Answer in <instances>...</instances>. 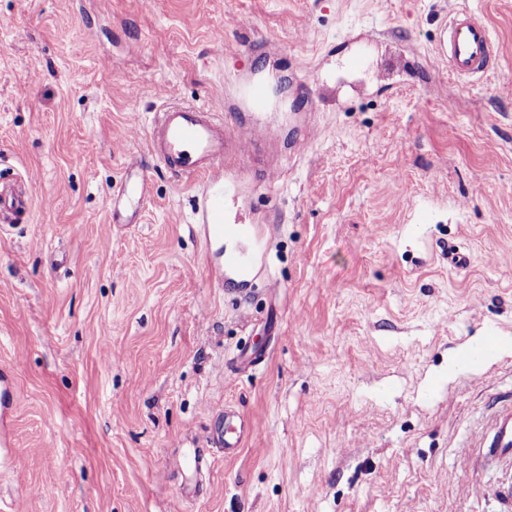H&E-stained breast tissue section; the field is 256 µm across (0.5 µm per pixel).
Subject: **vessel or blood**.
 <instances>
[{"instance_id": "vessel-or-blood-1", "label": "vessel or blood", "mask_w": 512, "mask_h": 512, "mask_svg": "<svg viewBox=\"0 0 512 512\" xmlns=\"http://www.w3.org/2000/svg\"><path fill=\"white\" fill-rule=\"evenodd\" d=\"M436 52L448 64L450 72L472 76L485 72L496 53L495 43L485 22L478 16L461 11L450 20ZM272 127L255 124L239 139L235 150L248 155L255 142L275 137ZM153 157L177 177L195 176L208 183V193L196 222L207 245L222 246L221 263L212 266L211 277L219 284L239 289L249 288L255 272V257L243 251L246 243H258L261 228L246 224L228 214V205L240 191L237 182L223 178L224 123L202 106L177 103L163 105L156 113L149 132ZM31 200L24 193H8L0 188V217L24 214ZM222 424L213 435L215 445L225 456L238 453L253 433V423L243 415L224 410ZM494 436L488 445V459L512 458V406L503 408L494 423Z\"/></svg>"}]
</instances>
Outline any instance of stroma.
Wrapping results in <instances>:
<instances>
[{
    "instance_id": "35a3bbf8",
    "label": "stroma",
    "mask_w": 512,
    "mask_h": 512,
    "mask_svg": "<svg viewBox=\"0 0 512 512\" xmlns=\"http://www.w3.org/2000/svg\"><path fill=\"white\" fill-rule=\"evenodd\" d=\"M462 9L498 48L469 80L435 53ZM509 72L512 0H0V171L32 200L0 232V512H512L478 448L512 403ZM171 101L225 119L229 213L267 226L247 292L209 274L206 182L148 151ZM225 407L255 426L232 458ZM276 134V130L270 126L254 124L249 129L248 134L237 141L235 150L240 156L245 157L249 154L255 142L273 138Z\"/></svg>"
}]
</instances>
